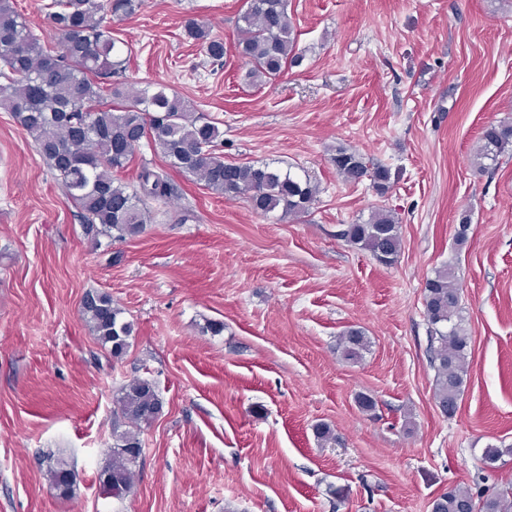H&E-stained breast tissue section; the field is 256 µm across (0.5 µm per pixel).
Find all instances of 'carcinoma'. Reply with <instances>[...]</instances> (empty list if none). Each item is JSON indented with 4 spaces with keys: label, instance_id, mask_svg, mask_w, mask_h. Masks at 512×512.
Instances as JSON below:
<instances>
[{
    "label": "carcinoma",
    "instance_id": "1",
    "mask_svg": "<svg viewBox=\"0 0 512 512\" xmlns=\"http://www.w3.org/2000/svg\"><path fill=\"white\" fill-rule=\"evenodd\" d=\"M143 0H50L43 5L54 44L44 45L16 10L14 0H0V109L31 137L37 153L55 173L66 196L80 210L85 234L126 240L140 236L154 220L150 202H166L175 193L168 175L143 165L137 187L114 177L128 168L142 143L168 161L171 168L201 182L213 194L243 200L256 213L281 211L299 220L310 214L319 189L309 176L268 164L233 162L217 153L219 127L176 93L160 87L137 89L123 79L126 59L103 18L136 14ZM185 36L205 55L224 58V41L195 18L183 26ZM235 49L249 65L244 80L262 86L288 67L299 66L303 54L288 15V0H243ZM512 152V121L486 127L474 164L486 167ZM332 162L348 183L371 181L378 194L391 188L390 169L369 166L355 150L336 147ZM336 237L366 249L381 263L393 264L401 249L399 219L377 209L368 219L341 224ZM455 270L448 263L433 270L423 291L425 316L431 326V366L435 371V404L458 408L467 376L469 336L463 326ZM80 313L101 346L120 360L129 347L133 324L106 292H88ZM370 341L359 329L342 337V355L358 361ZM112 451L100 473L103 491L116 498L131 492L143 456L139 430L162 411L153 383L134 378L114 398ZM512 456V447L489 446L484 464ZM42 465L59 495H71L74 473L62 459L47 454ZM512 512V491H484L474 496L456 488L439 495L432 512Z\"/></svg>",
    "mask_w": 512,
    "mask_h": 512
}]
</instances>
